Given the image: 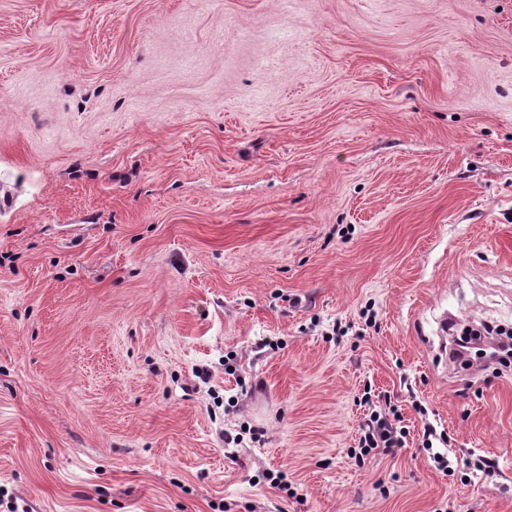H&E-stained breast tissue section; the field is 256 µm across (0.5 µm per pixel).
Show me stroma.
<instances>
[{
  "label": "stroma",
  "instance_id": "1",
  "mask_svg": "<svg viewBox=\"0 0 512 512\" xmlns=\"http://www.w3.org/2000/svg\"><path fill=\"white\" fill-rule=\"evenodd\" d=\"M510 317L512 0H0V496L512 512ZM400 422L402 420L398 409L390 404L388 407L386 404L384 409H373L369 419L362 426L358 446L351 453L356 458L363 459L372 451H390L391 448L402 447V439L406 436L405 427L399 428L397 425Z\"/></svg>",
  "mask_w": 512,
  "mask_h": 512
}]
</instances>
